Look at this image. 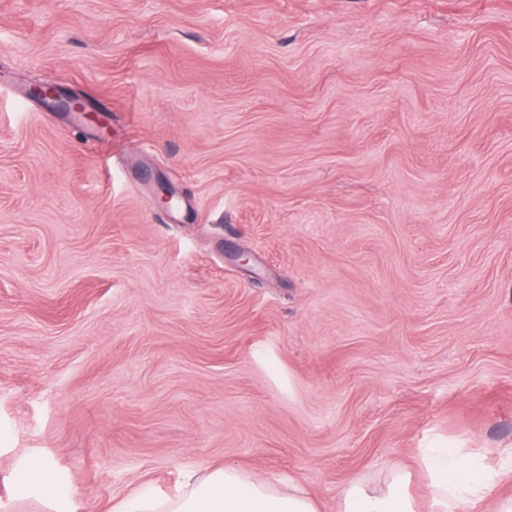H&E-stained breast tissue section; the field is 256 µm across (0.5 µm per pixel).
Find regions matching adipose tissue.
I'll use <instances>...</instances> for the list:
<instances>
[{"mask_svg":"<svg viewBox=\"0 0 512 512\" xmlns=\"http://www.w3.org/2000/svg\"><path fill=\"white\" fill-rule=\"evenodd\" d=\"M498 467L483 453L461 454L448 449L424 457L430 476L429 512H512V495L500 488L512 484V448L498 449ZM410 472L393 468L381 481L356 480L346 485L337 512H418L409 491ZM20 495L39 493L66 508L72 493L62 487L52 464L32 462L18 485ZM114 512H319L315 500L298 485L280 489L275 481L259 478L232 465H201L189 472L184 488L159 500L135 491L120 500Z\"/></svg>","mask_w":512,"mask_h":512,"instance_id":"adipose-tissue-1","label":"adipose tissue"}]
</instances>
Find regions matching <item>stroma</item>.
I'll list each match as a JSON object with an SVG mask.
<instances>
[{
  "instance_id": "35a3bbf8",
  "label": "stroma",
  "mask_w": 512,
  "mask_h": 512,
  "mask_svg": "<svg viewBox=\"0 0 512 512\" xmlns=\"http://www.w3.org/2000/svg\"><path fill=\"white\" fill-rule=\"evenodd\" d=\"M0 79V512L512 444V0H0ZM18 490L21 496L39 493L54 503L56 511H66L60 509L67 507L72 496L71 491L58 483L53 465L46 460H35L25 469Z\"/></svg>"
}]
</instances>
